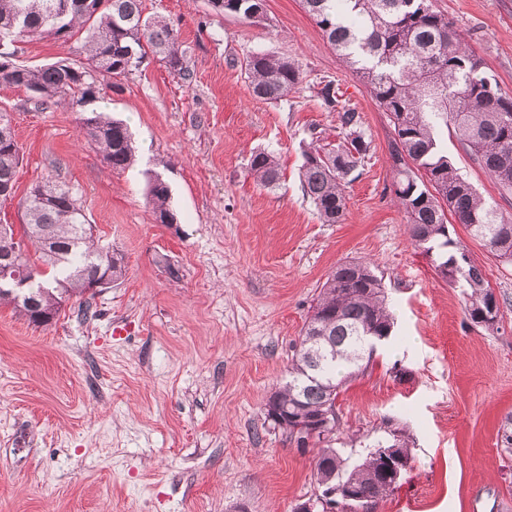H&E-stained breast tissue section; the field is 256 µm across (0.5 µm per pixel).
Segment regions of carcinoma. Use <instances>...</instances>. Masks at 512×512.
<instances>
[{"label":"carcinoma","mask_w":512,"mask_h":512,"mask_svg":"<svg viewBox=\"0 0 512 512\" xmlns=\"http://www.w3.org/2000/svg\"><path fill=\"white\" fill-rule=\"evenodd\" d=\"M303 7L346 69L359 79L376 105L387 114L394 137L389 146L392 192L407 217L411 245L433 257L438 275L464 288L465 315L493 329L503 318L499 301L483 269L463 242L454 239L443 222L448 210L471 238L492 256L512 263V220L505 218L463 179L438 140L442 127L453 132L499 188L512 194V96L505 92L485 63L466 44L447 15L423 7V0H302ZM215 16L232 14L250 21L265 14V0H208ZM25 28L13 27L18 15ZM83 38V55L60 58L31 67L0 60V83L30 92L36 104L68 101L83 106L97 98V76L125 78L149 55L169 72L188 79L185 51L179 35L163 20L144 15L143 0H0V38L9 43L33 37ZM241 68L253 95L277 103L303 81L301 65L291 58L252 52ZM317 95L327 109L339 113L343 139L337 144L318 138L305 150L301 181L306 196L325 224H339L346 211L344 185L369 143L360 129V116L342 101L333 81L320 82ZM81 133L115 171L134 164V147L126 124L104 112L84 110ZM20 147L10 121L0 114V204L13 201ZM250 170L264 188L278 186L281 168L269 151L257 150ZM168 183L154 175L146 202L157 222L176 221L170 209ZM22 234L7 225L10 240H0V253L24 245L19 269L29 281L19 296L0 291V304H10L29 323L42 326L40 315L51 317L73 297L86 293L85 282L97 271L120 279L123 256L99 244L79 199L51 178L32 187L18 201ZM394 316L382 283L366 261H345L322 284L294 347L288 381L277 390L288 406L280 429L301 450L311 446L312 478L317 487L344 486L352 504L369 507L397 484L377 457V449L411 461L401 430L365 448L350 461L332 446L339 431L338 413L331 415L328 434L306 445L294 433L295 418H314L334 407L341 388L364 374L378 344L388 340ZM335 337V348L320 360L312 355L311 336Z\"/></svg>","instance_id":"obj_1"}]
</instances>
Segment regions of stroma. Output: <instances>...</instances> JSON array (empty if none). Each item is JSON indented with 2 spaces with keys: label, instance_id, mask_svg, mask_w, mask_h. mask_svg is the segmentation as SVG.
I'll return each mask as SVG.
<instances>
[{
  "label": "stroma",
  "instance_id": "35a3bbf8",
  "mask_svg": "<svg viewBox=\"0 0 512 512\" xmlns=\"http://www.w3.org/2000/svg\"><path fill=\"white\" fill-rule=\"evenodd\" d=\"M467 35L512 94V0H432ZM188 49L181 80L149 59L103 80L93 109L129 127L136 161L112 170L78 136V108H36L0 84L22 161L17 196L51 177L77 195L103 244L124 257L112 288L70 299L37 327L0 306V512H292L317 486L313 455L267 421V398L288 367L313 299L338 263L373 264L396 318L366 375L336 407L338 446L358 457L404 429L410 468L372 512H512V461L497 445L512 414V265L455 225L501 306L498 329L471 324L460 288L407 239L391 190L393 128L300 0H266L263 19L212 17L207 0H144ZM17 63L75 56L80 42L16 44ZM297 60L303 82L277 103L253 97L245 56ZM335 81L361 117L370 149L346 188L343 223L325 224L303 193L311 138L341 126L316 91ZM442 146L484 197L512 219V198L455 137ZM274 153L278 188L249 172L253 151ZM171 189L177 223L146 204L150 176Z\"/></svg>",
  "mask_w": 512,
  "mask_h": 512
}]
</instances>
